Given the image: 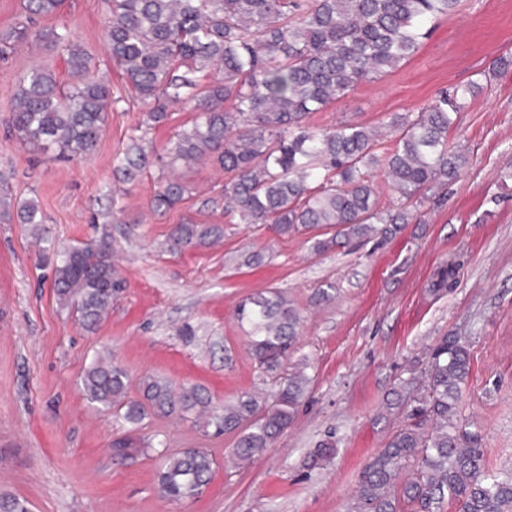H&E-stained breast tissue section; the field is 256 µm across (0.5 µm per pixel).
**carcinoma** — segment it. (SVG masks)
Returning <instances> with one entry per match:
<instances>
[{
	"label": "carcinoma",
	"mask_w": 512,
	"mask_h": 512,
	"mask_svg": "<svg viewBox=\"0 0 512 512\" xmlns=\"http://www.w3.org/2000/svg\"><path fill=\"white\" fill-rule=\"evenodd\" d=\"M64 0H23L27 25L0 34V44L30 40L54 51L72 79L62 87L54 71L30 67L19 78L9 121L13 132L47 160L73 161L97 146L108 112L120 102L108 82L91 74L88 53L66 24L36 26L56 16ZM459 0H107L106 50L145 114L146 129L168 118L171 105L195 112L176 132L165 157L171 175L160 182L151 207L167 212L189 187L173 175L177 167L211 162L224 171V215L242 224H271L280 235L300 229L334 228L331 238H314L323 254L380 230L390 235L408 224L407 204L468 164L448 146L457 115L479 92L472 82L443 94L416 115L399 114L389 127L393 148L378 153L377 132L358 124L314 128L308 119L358 86L379 79L413 56L436 20L452 14ZM153 164L146 136L130 140L116 157L115 180L135 184ZM384 170L400 206L379 207L373 174ZM0 223L40 224L28 200L13 205L0 198ZM219 224L187 222L173 227L168 248L206 246L220 239ZM107 238L60 252L50 268L58 302L79 324L95 330L123 288ZM250 332V354L263 372L279 375L297 340L299 313L276 289L247 296L236 311ZM472 370V357L459 339L433 351L421 391L410 398L405 420L365 466L352 512H401L404 503L420 512H512V472H490L482 429L462 421L459 404ZM310 378L296 370L278 388L259 396L240 394L218 411L201 389H179L146 377L143 401L127 400L128 371L100 354L85 370V396L104 412L122 413L131 425L147 412L194 414L196 425L236 436L234 454L247 461L262 454L293 422ZM131 436L112 443L117 463L148 451ZM213 476L205 448H187L165 461L158 491L170 502L195 499Z\"/></svg>",
	"instance_id": "carcinoma-1"
}]
</instances>
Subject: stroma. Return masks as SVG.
<instances>
[{"mask_svg":"<svg viewBox=\"0 0 512 512\" xmlns=\"http://www.w3.org/2000/svg\"><path fill=\"white\" fill-rule=\"evenodd\" d=\"M58 20L122 101L93 153L45 160L6 121L18 79L34 61L62 79L65 65L24 41L0 53V192L37 201L44 218L0 224V496L24 501L29 512H349L362 469L404 419L402 408L386 410L387 398L424 379L447 336L466 341L473 358L462 417L482 427L490 467L512 463V73L492 71L512 51V0H460L400 68L311 115L316 128L346 122L381 130L393 114L419 112L443 90L481 86L448 134L469 158L460 177L427 191L396 234L321 255L311 251L309 232L231 224L222 207L204 206L225 178L211 163L180 168L192 193L164 214L150 209L158 168L131 187L115 182L114 160L142 112L106 52L103 0H65ZM187 220L223 225L224 235L169 251L172 227ZM103 236L124 283L89 332L59 305L38 249ZM254 251L263 263L245 265ZM447 264L454 287L433 291ZM269 288L287 292L301 318L284 367L304 369L311 384L292 424L248 466L229 462L234 435L204 434L178 415H149L133 428L87 400L83 373L106 350L129 371L134 399L147 375L201 387L217 408L272 390L275 379L252 359L235 318L244 296ZM129 430L152 448L115 464L112 440ZM322 442L334 452L312 464ZM187 448L209 451L213 478L197 499L172 503L160 496L156 474Z\"/></svg>","mask_w":512,"mask_h":512,"instance_id":"obj_1","label":"stroma"}]
</instances>
